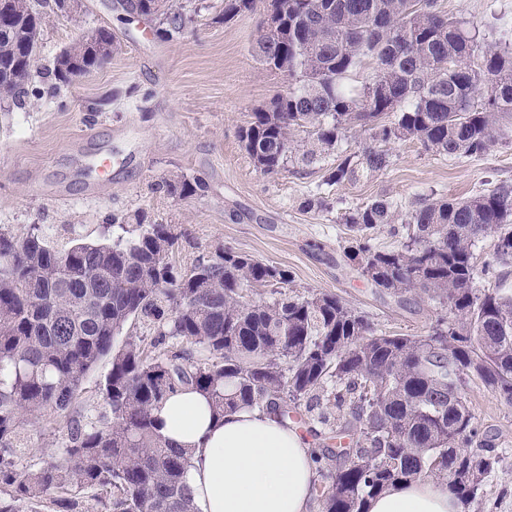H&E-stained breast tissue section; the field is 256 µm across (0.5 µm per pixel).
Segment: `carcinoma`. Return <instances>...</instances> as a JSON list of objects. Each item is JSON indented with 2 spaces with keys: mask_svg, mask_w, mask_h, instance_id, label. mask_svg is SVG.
Returning a JSON list of instances; mask_svg holds the SVG:
<instances>
[{
  "mask_svg": "<svg viewBox=\"0 0 512 512\" xmlns=\"http://www.w3.org/2000/svg\"><path fill=\"white\" fill-rule=\"evenodd\" d=\"M267 0H224L223 20ZM59 0H0V99L22 106L54 97L112 57V29L96 28L62 49L46 81L31 67L47 19ZM129 14L171 40L195 23L183 0H121ZM281 27L260 34L256 55L288 76V92L253 112L239 138L260 172L274 176L288 161L312 164L337 155L329 186L381 172L395 142L416 141L450 158L487 152L512 119V49L492 45L474 23L448 16L441 0H272ZM373 65L359 89L347 77ZM481 95L484 103L476 105ZM310 127L301 150L293 134ZM369 134L360 151L342 149L354 132ZM155 194L187 201L199 178L170 174ZM352 232L344 256L378 291H419L440 307L427 334L390 335L332 292L288 296L290 273L225 248L224 255L180 274L157 257L191 233L148 220L143 210L114 214L123 234L93 242L68 225L60 242L50 225L0 232V512H95L81 496L108 495L105 512H193L184 483L186 451L159 432L154 410L182 389L206 395L222 418L255 408L284 421L324 392L336 408V433L358 428L336 467L314 486L320 512H367L390 487L433 478L463 505L482 493L500 457L469 407L463 386L479 381L512 403V295L478 288L512 263V184L500 182L465 199L421 195L402 213L375 199L342 215ZM407 225L393 249L374 231ZM494 240L477 261L473 246ZM379 272L372 274L369 267ZM271 288L274 298L251 294ZM138 320L153 331L128 336ZM188 343L179 347L173 341ZM108 357L102 387L108 412L84 423L76 410L87 374ZM67 424L62 451L20 469L23 430L45 414ZM478 444L482 454L466 448Z\"/></svg>",
  "mask_w": 512,
  "mask_h": 512,
  "instance_id": "carcinoma-1",
  "label": "carcinoma"
}]
</instances>
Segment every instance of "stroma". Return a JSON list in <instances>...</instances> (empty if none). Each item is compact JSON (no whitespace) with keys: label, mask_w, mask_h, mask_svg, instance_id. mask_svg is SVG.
<instances>
[{"label":"stroma","mask_w":512,"mask_h":512,"mask_svg":"<svg viewBox=\"0 0 512 512\" xmlns=\"http://www.w3.org/2000/svg\"><path fill=\"white\" fill-rule=\"evenodd\" d=\"M195 2L194 28L173 40L129 18L119 0H81V26L61 18L46 25L32 69L36 83L63 48L97 26L110 27L119 48L59 96L22 107L0 104V229L86 224L95 231L114 212L143 208L191 231L193 245H180L173 256L178 268L230 247L288 270L291 295L333 292L379 330L425 334L436 304L413 292L397 299L371 288L343 255L347 227L340 219L377 197L407 206L420 195L464 199L512 183V142L451 159L414 142L395 143L387 169L333 187L324 184L330 158L291 163L265 177L238 138L257 108L288 89L287 76L267 70L253 53L263 12L225 23L224 0ZM444 6L453 17L478 22L489 43L512 46V0H444ZM176 172L203 179L206 191L188 201L151 192L152 182ZM318 189L327 209H303V198ZM110 369L105 358L86 376L77 399L84 421L104 413L101 388ZM465 392L501 461L481 497L462 512H512V404L477 381ZM24 436L27 448L17 459L23 468L58 454L66 430L46 415Z\"/></svg>","instance_id":"obj_1"}]
</instances>
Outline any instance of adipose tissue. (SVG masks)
<instances>
[{
	"label": "adipose tissue",
	"mask_w": 512,
	"mask_h": 512,
	"mask_svg": "<svg viewBox=\"0 0 512 512\" xmlns=\"http://www.w3.org/2000/svg\"><path fill=\"white\" fill-rule=\"evenodd\" d=\"M163 436L187 449L185 480L197 512H309L316 455L296 427L256 409L224 418L194 390L157 409ZM368 512H462L447 486L430 478L401 483L372 498Z\"/></svg>",
	"instance_id": "obj_1"
}]
</instances>
